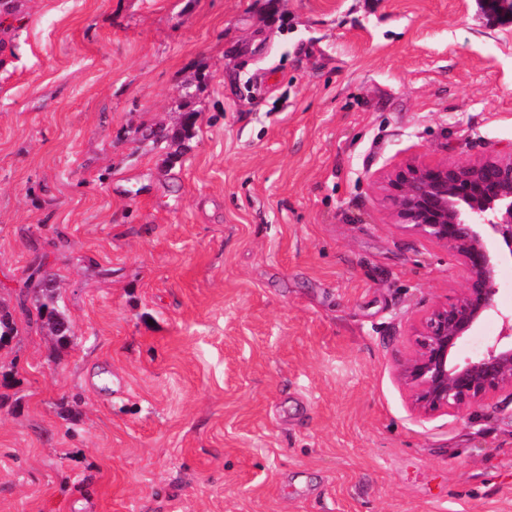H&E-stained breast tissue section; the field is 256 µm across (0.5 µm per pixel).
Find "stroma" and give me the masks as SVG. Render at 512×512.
<instances>
[{"label": "stroma", "mask_w": 512, "mask_h": 512, "mask_svg": "<svg viewBox=\"0 0 512 512\" xmlns=\"http://www.w3.org/2000/svg\"><path fill=\"white\" fill-rule=\"evenodd\" d=\"M16 4L0 512H512V399L422 415L399 376L465 272L376 184L512 150V23L479 0ZM33 288H38L39 302L37 311L40 319H44L51 332L61 344H68L71 338L70 321L59 305L54 279L51 275L38 278Z\"/></svg>", "instance_id": "obj_1"}]
</instances>
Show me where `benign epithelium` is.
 Here are the masks:
<instances>
[{
    "mask_svg": "<svg viewBox=\"0 0 512 512\" xmlns=\"http://www.w3.org/2000/svg\"><path fill=\"white\" fill-rule=\"evenodd\" d=\"M512 0H486L484 12L508 21ZM394 223L451 250L465 270L454 301L429 312L416 328L417 350L402 366L415 408L424 414L462 413L502 392L512 398V313L496 302L501 255L498 238L512 257V151L477 161L417 159L381 181ZM497 315L499 336L471 357L457 347L484 319Z\"/></svg>",
    "mask_w": 512,
    "mask_h": 512,
    "instance_id": "benign-epithelium-1",
    "label": "benign epithelium"
}]
</instances>
